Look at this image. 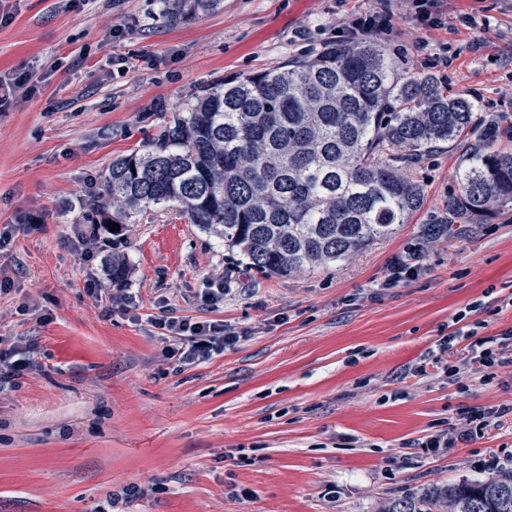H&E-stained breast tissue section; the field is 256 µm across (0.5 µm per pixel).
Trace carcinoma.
I'll return each instance as SVG.
<instances>
[{"mask_svg": "<svg viewBox=\"0 0 512 512\" xmlns=\"http://www.w3.org/2000/svg\"><path fill=\"white\" fill-rule=\"evenodd\" d=\"M222 0H163L173 23ZM498 122L433 76L402 77L373 41L336 42L315 57L222 81L186 103L153 149L112 159L77 199L89 224H137L158 206L224 239L247 270L288 276L342 261L421 209L412 171L448 143L463 150L445 233L512 202V151ZM112 285L125 256L104 257ZM381 512H512V475L435 484Z\"/></svg>", "mask_w": 512, "mask_h": 512, "instance_id": "cac0c4a2", "label": "carcinoma"}]
</instances>
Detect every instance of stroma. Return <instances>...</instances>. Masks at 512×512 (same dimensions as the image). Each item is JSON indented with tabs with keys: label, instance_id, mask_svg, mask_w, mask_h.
<instances>
[{
	"label": "stroma",
	"instance_id": "35a3bbf8",
	"mask_svg": "<svg viewBox=\"0 0 512 512\" xmlns=\"http://www.w3.org/2000/svg\"><path fill=\"white\" fill-rule=\"evenodd\" d=\"M0 8L11 14L0 75L33 88L0 112V348L34 363L0 387V512H96L131 484L145 493L124 512H380L512 456L507 425L437 452L419 446L442 421L512 404V366L488 385L466 371L417 373L457 327L481 340L512 330V203L460 232L423 234L459 190L456 148L416 169L424 204L396 233L288 277L238 273L223 240L164 207L121 235L101 232L86 255L78 210L62 208L100 186L113 158L154 145L190 99L316 56L372 14L370 37L399 75L473 98L510 151L512 0H224L177 24L161 0ZM432 9L440 25L423 22ZM110 251L130 268L127 311L89 293L107 288ZM399 261L414 276L384 287ZM217 276L224 300L203 305ZM163 312L246 336L180 368L153 325ZM240 448L251 464L230 460ZM155 483L164 492L148 493Z\"/></svg>",
	"mask_w": 512,
	"mask_h": 512
}]
</instances>
